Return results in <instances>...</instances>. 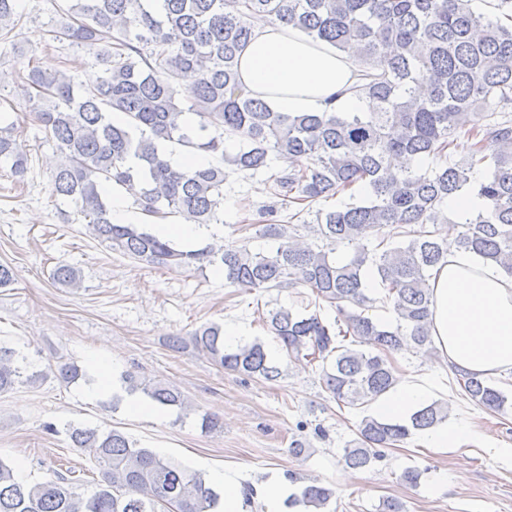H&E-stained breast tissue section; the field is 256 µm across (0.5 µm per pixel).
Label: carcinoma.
<instances>
[{"label": "carcinoma", "mask_w": 512, "mask_h": 512, "mask_svg": "<svg viewBox=\"0 0 512 512\" xmlns=\"http://www.w3.org/2000/svg\"><path fill=\"white\" fill-rule=\"evenodd\" d=\"M478 0H71L51 39L69 42L94 58L104 76L84 86L70 70L47 71L34 57L14 73L36 122L55 143L60 160L51 174L52 197L75 207L91 234L122 254L148 264L182 269L220 264L224 279L245 290L302 285L316 310L268 311L266 326L288 357L322 363L324 388L339 408L363 409L397 383L391 358L404 350L436 351L431 334V279L446 263L448 241L427 229L450 224L455 246L498 265L512 276V0L482 11ZM19 0H0V36L20 24ZM277 20L314 41L353 57L360 77L353 93L370 99V112H275L239 84L238 56L254 23ZM195 76L186 85V75ZM121 112V123L112 113ZM468 156L450 162L457 138ZM238 148L227 151L225 141ZM176 144L212 160L192 169L173 167L161 147ZM406 155L409 165L392 166ZM431 165L423 166V161ZM279 160L284 166L272 171ZM0 165L24 182L30 159L0 116ZM269 171L280 207L300 218L306 207L339 194L352 202L314 213L313 233L326 248L285 242L271 255L245 247L209 244L185 251L144 229L169 217L191 224L223 223L224 183L232 173ZM116 185L134 200L141 226L115 224L104 200ZM367 196L355 199V191ZM475 192L485 208L457 222L448 201ZM278 207V208H280ZM261 211L256 233L282 238L295 225ZM376 242L367 249L365 242ZM351 246L354 255L332 254ZM381 283V300L396 315L383 327L368 311L366 267ZM57 283L79 286L68 266L52 271ZM336 310L328 322L319 308ZM226 370L270 380L279 375L255 340L234 350L224 332L205 324L187 343ZM25 367L0 347V393L23 381ZM464 396L493 413L508 398L487 379L456 374ZM130 393L188 415L181 392L123 377ZM447 418L436 403L408 421L361 418L357 438L343 449L351 469L369 467L381 449ZM74 447L101 474L87 489L56 473L37 483L18 481L0 460V512H215L219 496L204 476L138 448L116 430L68 426ZM335 492L311 483L288 500L291 507L325 509Z\"/></svg>", "instance_id": "cac0c4a2"}]
</instances>
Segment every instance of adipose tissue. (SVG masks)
I'll use <instances>...</instances> for the list:
<instances>
[{
    "instance_id": "obj_1",
    "label": "adipose tissue",
    "mask_w": 512,
    "mask_h": 512,
    "mask_svg": "<svg viewBox=\"0 0 512 512\" xmlns=\"http://www.w3.org/2000/svg\"><path fill=\"white\" fill-rule=\"evenodd\" d=\"M238 70L252 96L277 112H321L330 104L340 112L372 107L350 91L357 66L347 54L279 22L254 29L239 53ZM431 287L432 336L449 369L483 377L512 372V276L452 247ZM431 395L427 384L402 380L379 403L378 412L388 419H406ZM206 478L220 495L221 512H255L256 501L262 499L268 504L266 512H281L292 493L289 483L275 477L249 487L237 470H212Z\"/></svg>"
}]
</instances>
